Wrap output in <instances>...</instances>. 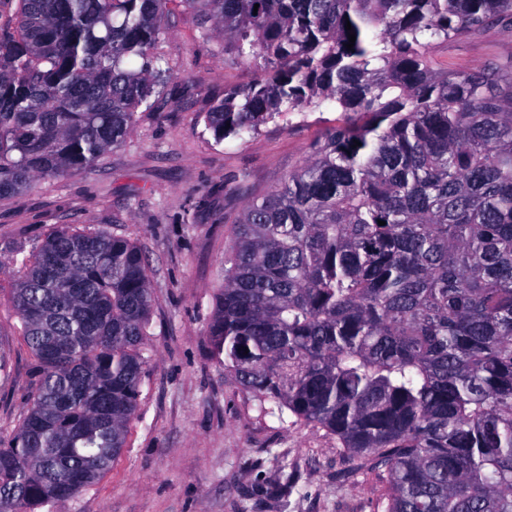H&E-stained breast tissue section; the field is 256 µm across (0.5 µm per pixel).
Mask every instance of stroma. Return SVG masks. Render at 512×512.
<instances>
[{
	"label": "stroma",
	"mask_w": 512,
	"mask_h": 512,
	"mask_svg": "<svg viewBox=\"0 0 512 512\" xmlns=\"http://www.w3.org/2000/svg\"><path fill=\"white\" fill-rule=\"evenodd\" d=\"M157 51L174 74L153 109L91 170L38 181L0 201V252L62 228H103L148 259L154 356L128 445L97 484L40 512H377L383 471L349 467L324 430L260 416L251 393L214 358L209 316L224 282V255L247 201L279 187L333 126L328 109L215 142L201 119L225 87L259 68L225 56L192 16L173 7ZM436 53L460 69L512 56L497 23ZM12 292L0 288V346L12 371L0 385V434L29 408L33 358L16 331Z\"/></svg>",
	"instance_id": "1"
}]
</instances>
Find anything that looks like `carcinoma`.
Wrapping results in <instances>:
<instances>
[{"label":"carcinoma","instance_id":"carcinoma-1","mask_svg":"<svg viewBox=\"0 0 512 512\" xmlns=\"http://www.w3.org/2000/svg\"><path fill=\"white\" fill-rule=\"evenodd\" d=\"M175 1L261 70L203 113L216 141L339 112L244 206L214 355L261 412L386 471L385 512H512V58L468 71L434 54L512 21V0H0L15 5L0 23V199L126 142L172 77L156 49ZM14 253L0 274L34 387L0 437V512H35L125 447L152 286L142 251L102 230Z\"/></svg>","mask_w":512,"mask_h":512}]
</instances>
